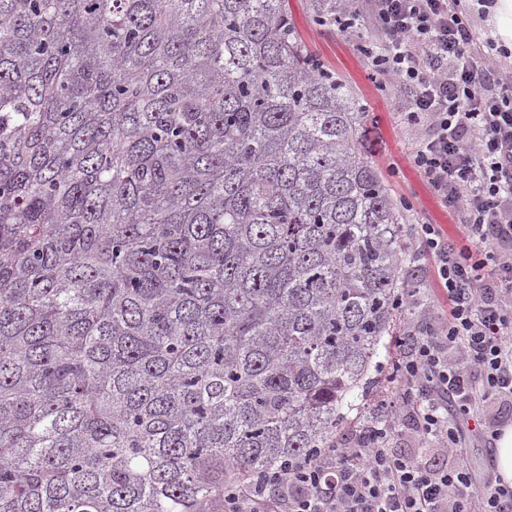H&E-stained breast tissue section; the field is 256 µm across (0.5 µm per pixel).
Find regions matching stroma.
<instances>
[{
	"mask_svg": "<svg viewBox=\"0 0 512 512\" xmlns=\"http://www.w3.org/2000/svg\"><path fill=\"white\" fill-rule=\"evenodd\" d=\"M289 9L308 51L335 72L351 96L365 105L372 122L367 147L390 195L397 200H410L412 204L411 209L403 211L401 223L406 251L412 258L410 267L422 283L423 301L412 316H398L396 328L404 330L410 322L418 331H425L432 319L446 313L448 299L436 281L431 259L423 253L416 227L420 224L439 225L443 234L457 243L464 238L463 218L441 204L425 178L410 163L409 153L417 131L404 125L393 110L391 100L397 93L396 87L379 89L359 50L360 41L375 36L371 21L362 20L355 32L346 33L334 25L317 24L313 0H289Z\"/></svg>",
	"mask_w": 512,
	"mask_h": 512,
	"instance_id": "stroma-1",
	"label": "stroma"
}]
</instances>
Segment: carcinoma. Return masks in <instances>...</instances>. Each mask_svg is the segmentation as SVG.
<instances>
[{
    "instance_id": "1",
    "label": "carcinoma",
    "mask_w": 512,
    "mask_h": 512,
    "mask_svg": "<svg viewBox=\"0 0 512 512\" xmlns=\"http://www.w3.org/2000/svg\"><path fill=\"white\" fill-rule=\"evenodd\" d=\"M366 117L288 0H0V512L340 445L419 286Z\"/></svg>"
}]
</instances>
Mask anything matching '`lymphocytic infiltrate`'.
<instances>
[{
    "mask_svg": "<svg viewBox=\"0 0 512 512\" xmlns=\"http://www.w3.org/2000/svg\"><path fill=\"white\" fill-rule=\"evenodd\" d=\"M377 32L362 53L374 81H396L403 123L424 126L410 162L448 208L464 214L465 247L419 228L448 295V314L392 361L381 401L352 446L224 489V512H512V487L463 463L465 428L491 406L512 409V51L477 46L461 0H346ZM441 459L387 446L402 412Z\"/></svg>",
    "mask_w": 512,
    "mask_h": 512,
    "instance_id": "f902f5d3",
    "label": "lymphocytic infiltrate"
}]
</instances>
